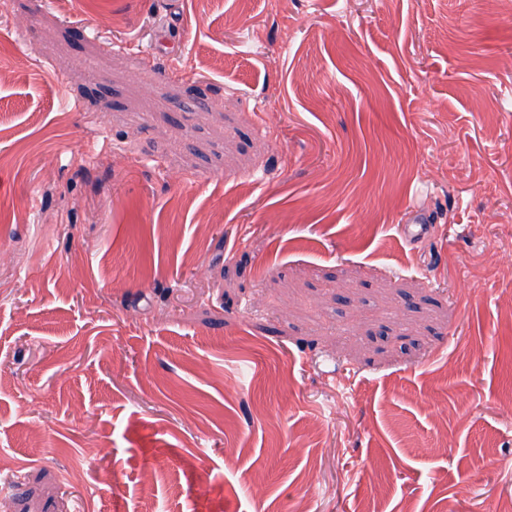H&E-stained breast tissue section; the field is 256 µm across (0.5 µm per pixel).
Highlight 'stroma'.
I'll return each instance as SVG.
<instances>
[{"label":"stroma","instance_id":"stroma-1","mask_svg":"<svg viewBox=\"0 0 512 512\" xmlns=\"http://www.w3.org/2000/svg\"><path fill=\"white\" fill-rule=\"evenodd\" d=\"M512 0H0V512H505Z\"/></svg>","mask_w":512,"mask_h":512}]
</instances>
